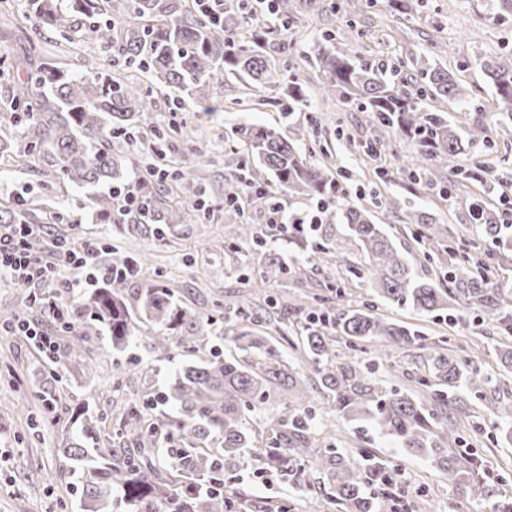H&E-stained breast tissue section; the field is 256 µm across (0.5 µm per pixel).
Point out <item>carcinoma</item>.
<instances>
[{"instance_id": "cac0c4a2", "label": "carcinoma", "mask_w": 512, "mask_h": 512, "mask_svg": "<svg viewBox=\"0 0 512 512\" xmlns=\"http://www.w3.org/2000/svg\"><path fill=\"white\" fill-rule=\"evenodd\" d=\"M24 20L33 19L44 29H57L64 16L77 19L63 36L65 48L74 53L93 40L106 47L118 46L128 67L143 74L152 84L189 93L206 100L207 90L234 74L257 92L275 93L277 102L302 104L306 99L300 74L288 73V45L274 46L271 35L298 22L306 12L321 13L329 8L338 14L342 6L324 0H270L267 23L261 25L245 14L224 8V0H124L123 11L113 13L112 0H23ZM335 36L325 33L314 49V63L322 74L315 96L333 99L344 106L356 105L372 114L380 125L414 146L406 167V179L417 184L430 168L448 171V182L456 189L470 188L482 180L486 169L466 164L474 147H492L491 128L476 123L461 130L445 112L428 107L427 101L454 99L460 95L455 76L432 60L447 53L448 46L431 42L425 55L408 57L409 69L421 83L413 91L395 88L393 74L382 64L363 63L347 52L329 45ZM479 65L493 87L489 114L512 119V57L490 56ZM13 122L19 127L14 140L0 138V155L10 156L12 167L31 169L49 157L55 174L83 190L82 204L96 212L100 224H110L116 205L113 185L124 178L125 154L122 139L154 111L152 89L135 78L110 74L92 67L76 74L66 67L46 63L27 71L12 89ZM232 141L246 166L269 173L276 187L288 194L317 203L336 198V206H323L312 232L288 229V241L311 250V256L326 265L344 262V238L361 247L364 264L352 270L367 279L377 294L398 308L431 315L450 308L476 310L499 321L512 332V289L488 274L483 259L461 254L450 285L440 287L414 269L398 250L371 210L343 202L336 194L331 169L332 156L318 163L306 154L300 140L288 138L278 127L240 124ZM237 180L224 190V219L238 224V237L256 251L266 240L250 224L240 223L242 213L232 200L241 192ZM146 219L163 218L168 224L183 220L189 204V183L168 185L154 181ZM45 201L30 208L7 199L0 203V224H27L29 210L44 211ZM471 212L478 217L483 235L496 248L512 244L500 217L480 196L473 198ZM410 220L432 239L446 237V230L427 215L411 212ZM344 226V237L336 235ZM153 257L138 252L118 259L129 268L125 275L110 276L73 306V325L67 330L64 348L50 352V360L67 363L89 379L95 365L82 358L90 325L106 331L112 347L125 350L141 339L143 325L160 344L165 333H180L182 348L196 352L200 342L214 332V321L196 313L180 300L172 288L153 281L131 291L142 270L151 267ZM259 283L288 278L298 270L264 254ZM248 310L234 314L229 329L219 339L246 353L240 359L217 349L198 363L182 366L160 395V403L173 413H154V404L126 408L124 429L116 434L120 447H104L98 437L101 417L77 413L62 448L69 471L82 491V512H232L247 509L241 501L233 506L226 494L214 486L224 484V473L236 470L243 459L273 467L300 490L320 486L321 496L307 505L309 512H324L326 505L338 512H394V499L387 493L372 492L375 485L389 483L398 467L396 460L364 454L350 455L335 443L313 433L309 390H322L330 397L338 417L375 429L394 444L399 453L414 454L448 474L452 497L448 512H471L483 502L491 512H512V505L497 501L498 491L486 481L481 463L471 454L455 450L460 442L456 416L449 405L458 404L459 394L477 385L470 371L471 360L452 358L446 340H428L424 333L393 322L363 308H333L305 315L303 349L311 359L313 377L301 379L298 369L283 360L276 329ZM346 347L378 343L383 351L414 345L428 351L426 374L415 378L430 397L421 400L408 391L380 386L372 371L358 361L331 363L336 357V337ZM289 397L285 410L273 417L264 431L251 426L250 413L272 395Z\"/></svg>"}]
</instances>
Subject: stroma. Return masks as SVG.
<instances>
[{"mask_svg":"<svg viewBox=\"0 0 512 512\" xmlns=\"http://www.w3.org/2000/svg\"><path fill=\"white\" fill-rule=\"evenodd\" d=\"M410 3L409 13L396 18L373 0H365L360 20L367 35L360 39L353 38L341 15L328 13L307 17L300 26L278 31L277 38L288 42L297 57L310 54L322 33L331 31L336 35L338 50L354 53L363 61L393 64L398 56L426 52L427 35H437L449 45L439 63L455 74L463 90L459 98L438 102V109L447 111L464 127L488 120L486 106L492 89L479 60L490 53H512V15L497 13L495 0ZM21 10L20 0H12L10 8L0 7V55H7L12 61L24 59V46L32 39L40 42L45 61L78 70L79 62L65 51L60 33L41 30L24 21ZM244 89L241 79L225 77L223 84L210 87L204 107L192 99L178 100L170 91L154 94L151 124L164 129L174 123L187 125L185 135L164 142L167 156L186 152L191 144L202 154L198 172L188 175L197 190V204L183 223L141 224L130 217L119 224L94 223L87 211L74 206L78 191L55 183L48 160L24 172L0 164V199L53 196L55 211L62 221L48 225L40 250H47L53 238L64 234L78 240L96 237L122 253L130 249L148 251L154 253L155 261L147 278L161 277L193 310L220 320L225 307H241L280 319L286 337L278 348L287 363L303 371L308 365L297 325L302 318L301 306L310 304L316 295L330 299L336 307L374 306L379 314L426 332L429 340L447 339L450 356L472 358L478 373V390L467 394L465 410L458 415L462 433L459 448L482 457L496 480L500 500L511 502L512 440L503 438L498 422L500 409L512 404V377L503 373L496 354L505 338L484 314L470 312L453 324L447 316H424L378 299L367 280L351 273L363 261L353 242L345 246L348 268L323 267L289 245L279 226L269 221L273 207H281L286 216L301 217L313 211V203L276 191L253 203L244 219L255 225L279 258L300 263L302 272L274 287L273 292L281 301L279 308L269 309L263 295L254 292L253 271L259 266V258L239 240L236 225L224 220V185L239 174L238 156L226 138L228 129L244 122L270 126L288 120L287 134L302 132L307 152L316 157L332 154L338 180L347 187L348 199L353 203H365L371 197L374 176L361 145L375 131L366 127L364 113L355 108L327 106L317 99L288 117L283 115L280 104L268 101L254 102L244 111L234 108L233 99ZM493 137L496 148L485 157L490 168L483 183L473 184L472 192L479 195L484 189H491L492 201L499 208L512 205V121L496 127ZM391 148L383 165L395 179L388 183L386 195L398 200L399 205L377 209V219L401 251L418 257L424 275L447 283V266L423 261L425 248L418 235L420 227L411 223L410 212L430 214L457 238L470 242L476 241L479 227L468 218L466 199L453 195L440 199L442 176L435 174L419 185L407 187L398 172L413 149L396 136L391 139ZM339 285L344 288L340 294L335 291ZM86 356L97 364L96 380L91 384L72 377L64 364L49 362L23 337L0 335V512H78L80 493L71 479L61 475L67 464L59 448L71 431L67 408L86 402L105 410L107 422L101 435L115 436L124 407L132 401L142 403L157 398L172 372L186 361L176 337L160 344L148 339L138 341L117 352L112 350L106 333L100 331L91 334ZM426 356V351L411 347L386 358L371 346L358 360L372 366L375 378L413 390L417 387L416 375L426 367ZM333 438L338 447L356 454L374 452L396 457L398 474L390 493L401 499L405 512H444L451 488L436 469L421 459L396 455L388 440L374 429L340 418L334 421ZM224 488L253 503L289 498L300 505L306 502L303 492L288 479L251 463L243 464L233 478L225 480Z\"/></svg>","mask_w":512,"mask_h":512,"instance_id":"obj_1","label":"stroma"}]
</instances>
